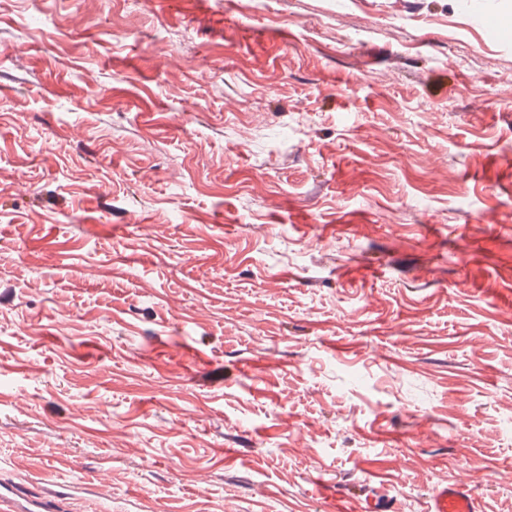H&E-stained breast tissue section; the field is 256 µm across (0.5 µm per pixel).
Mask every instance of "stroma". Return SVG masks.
Segmentation results:
<instances>
[{"mask_svg": "<svg viewBox=\"0 0 512 512\" xmlns=\"http://www.w3.org/2000/svg\"><path fill=\"white\" fill-rule=\"evenodd\" d=\"M0 239V481L512 512V0H0ZM476 497L467 486L448 483L432 492L430 512H477Z\"/></svg>", "mask_w": 512, "mask_h": 512, "instance_id": "obj_1", "label": "stroma"}]
</instances>
